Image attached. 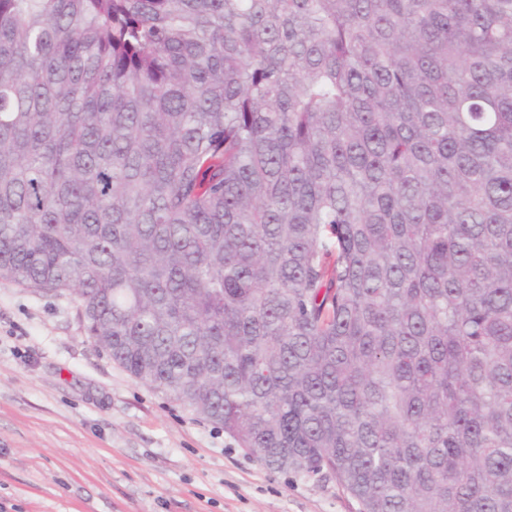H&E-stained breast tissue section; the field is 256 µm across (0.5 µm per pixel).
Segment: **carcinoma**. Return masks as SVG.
<instances>
[{"instance_id": "obj_1", "label": "carcinoma", "mask_w": 512, "mask_h": 512, "mask_svg": "<svg viewBox=\"0 0 512 512\" xmlns=\"http://www.w3.org/2000/svg\"><path fill=\"white\" fill-rule=\"evenodd\" d=\"M0 280L358 512H512V0H0Z\"/></svg>"}]
</instances>
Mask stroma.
Instances as JSON below:
<instances>
[{
	"label": "stroma",
	"mask_w": 512,
	"mask_h": 512,
	"mask_svg": "<svg viewBox=\"0 0 512 512\" xmlns=\"http://www.w3.org/2000/svg\"><path fill=\"white\" fill-rule=\"evenodd\" d=\"M270 469L86 340L78 300L0 280V512H357Z\"/></svg>",
	"instance_id": "obj_1"
}]
</instances>
